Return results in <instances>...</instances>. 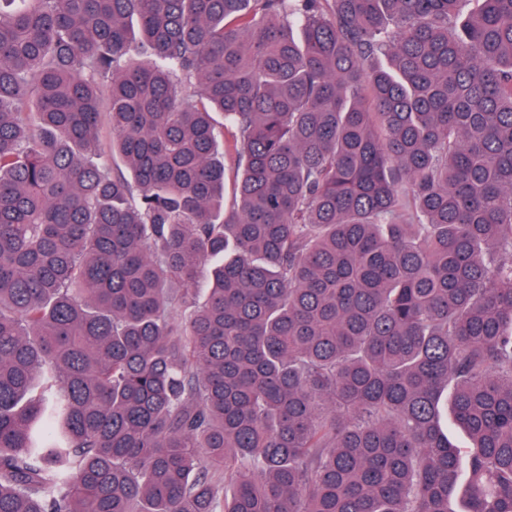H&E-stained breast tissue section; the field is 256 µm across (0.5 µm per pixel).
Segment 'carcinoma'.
Segmentation results:
<instances>
[{
  "instance_id": "1",
  "label": "carcinoma",
  "mask_w": 512,
  "mask_h": 512,
  "mask_svg": "<svg viewBox=\"0 0 512 512\" xmlns=\"http://www.w3.org/2000/svg\"><path fill=\"white\" fill-rule=\"evenodd\" d=\"M465 2L0 0V512H512V0Z\"/></svg>"
}]
</instances>
